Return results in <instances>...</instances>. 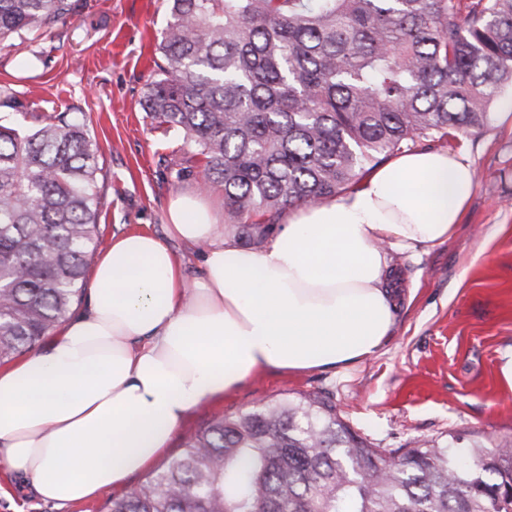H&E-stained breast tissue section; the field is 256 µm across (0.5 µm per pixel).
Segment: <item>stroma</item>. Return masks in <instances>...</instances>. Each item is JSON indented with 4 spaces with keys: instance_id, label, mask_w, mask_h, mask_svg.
Listing matches in <instances>:
<instances>
[{
    "instance_id": "1",
    "label": "stroma",
    "mask_w": 512,
    "mask_h": 512,
    "mask_svg": "<svg viewBox=\"0 0 512 512\" xmlns=\"http://www.w3.org/2000/svg\"><path fill=\"white\" fill-rule=\"evenodd\" d=\"M80 2L55 28L27 35L21 47H0V121L34 128L48 113L87 116L104 184L99 248L132 230L164 236L170 198L194 191L198 182L194 176L175 180L166 160L189 147L181 135L152 126L143 110L159 59L143 31L160 35L165 0H149L144 15L130 0ZM118 35L124 44L115 53L111 41ZM509 102L512 88L506 86L490 106L486 127L435 142V149L472 165L477 185L448 241L392 252L401 295L384 347L336 369L252 376L194 408L169 455L217 414L300 393L333 397L349 426L380 448H409L451 434L467 443L488 434L512 440V389L501 375L503 356L512 350V120L503 116ZM142 480L134 475L125 487L59 508L0 467V512H107L112 499Z\"/></svg>"
}]
</instances>
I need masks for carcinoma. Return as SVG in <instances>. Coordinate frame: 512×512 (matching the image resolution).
Masks as SVG:
<instances>
[{
    "label": "carcinoma",
    "mask_w": 512,
    "mask_h": 512,
    "mask_svg": "<svg viewBox=\"0 0 512 512\" xmlns=\"http://www.w3.org/2000/svg\"><path fill=\"white\" fill-rule=\"evenodd\" d=\"M78 8L0 0V44ZM158 52L147 117L183 134L224 223L260 245L389 155L487 125L512 85V0H168ZM88 123L0 124L1 366L82 293L100 205ZM458 441L376 448L326 396L268 400L215 416L109 512H512V440Z\"/></svg>",
    "instance_id": "obj_1"
}]
</instances>
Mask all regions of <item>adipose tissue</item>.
Masks as SVG:
<instances>
[{
	"label": "adipose tissue",
	"instance_id": "1",
	"mask_svg": "<svg viewBox=\"0 0 512 512\" xmlns=\"http://www.w3.org/2000/svg\"><path fill=\"white\" fill-rule=\"evenodd\" d=\"M474 189L456 154L405 151L286 211L259 251L224 236L204 193L176 195L164 236L113 238L83 308L0 368V465L57 506L87 501L150 470L194 408L255 373L376 354L395 322L389 248L448 241ZM174 240L203 245L195 280Z\"/></svg>",
	"mask_w": 512,
	"mask_h": 512
}]
</instances>
